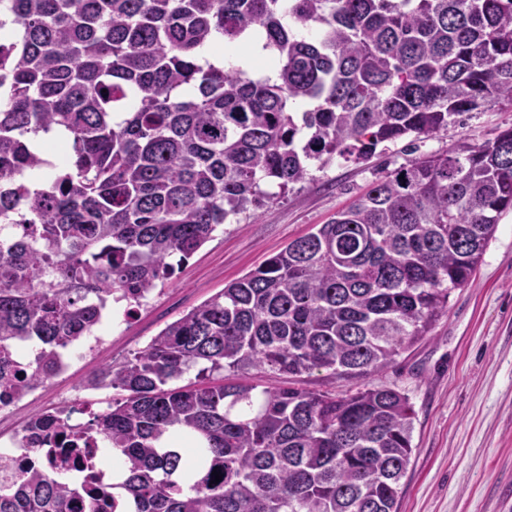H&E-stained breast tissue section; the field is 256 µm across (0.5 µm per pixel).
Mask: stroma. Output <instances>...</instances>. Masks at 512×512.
<instances>
[{"mask_svg":"<svg viewBox=\"0 0 512 512\" xmlns=\"http://www.w3.org/2000/svg\"><path fill=\"white\" fill-rule=\"evenodd\" d=\"M510 127L512 105L500 104L449 124L419 142L417 152L479 144ZM412 155L397 143L366 163L335 159L270 202L258 218L219 226L132 318L115 326L110 341L28 401L16 424L61 399L79 398L89 374L122 363L167 324L334 218L376 179L379 166L395 168ZM245 379L262 388L291 385L338 395L394 387L408 395L415 411L416 451L402 481L400 512H512V212L500 219L471 282L453 291L428 336L394 363L368 376L319 369L291 378L257 367Z\"/></svg>","mask_w":512,"mask_h":512,"instance_id":"stroma-1","label":"stroma"}]
</instances>
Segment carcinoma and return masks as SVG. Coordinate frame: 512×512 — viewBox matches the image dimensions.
Wrapping results in <instances>:
<instances>
[{
  "label": "carcinoma",
  "mask_w": 512,
  "mask_h": 512,
  "mask_svg": "<svg viewBox=\"0 0 512 512\" xmlns=\"http://www.w3.org/2000/svg\"><path fill=\"white\" fill-rule=\"evenodd\" d=\"M262 43L269 74L202 61ZM512 105V0H0V354H50L110 301L133 314L230 218L335 158ZM65 134L63 166L32 135ZM273 182L269 192L261 182ZM512 210V128L384 169L330 222L169 323L86 387L123 512H399L407 395L231 379L367 376L428 335ZM196 382H172L191 370ZM222 475L218 483L212 472ZM33 471L0 512H71Z\"/></svg>",
  "instance_id": "cac0c4a2"
}]
</instances>
